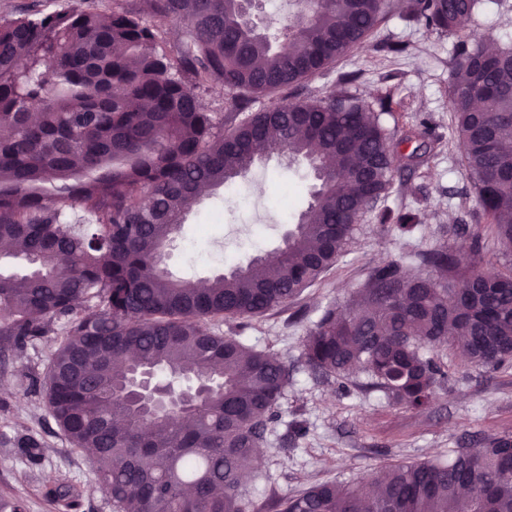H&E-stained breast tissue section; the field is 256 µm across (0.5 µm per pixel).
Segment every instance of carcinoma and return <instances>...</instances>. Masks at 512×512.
<instances>
[{
    "instance_id": "cac0c4a2",
    "label": "carcinoma",
    "mask_w": 512,
    "mask_h": 512,
    "mask_svg": "<svg viewBox=\"0 0 512 512\" xmlns=\"http://www.w3.org/2000/svg\"><path fill=\"white\" fill-rule=\"evenodd\" d=\"M293 2L294 21L263 32L245 0H139L109 13L0 19V241L14 258L47 261L37 274L0 273V340L21 349L60 326L47 407L117 512H254L244 487L289 372L238 331L333 269L400 166L421 163L435 144L426 126L396 138L383 118L387 98L372 105L350 91L356 72L340 74L338 95H288L388 15L387 0ZM483 2L408 0L406 16L457 38L452 125L505 264L463 266L440 246L415 260L446 281L415 275L403 260L378 266L345 309L324 310L304 343L312 372L336 379L357 368L396 406L426 407L445 379L428 345L463 341L477 367L512 360V46L489 53L473 34ZM170 23L180 35L165 47ZM217 84L232 94L227 123L199 94ZM284 152L314 167L317 182L276 260L256 256L196 283L160 269L200 186L229 185ZM379 223L408 231L417 217L385 209ZM230 322L236 329L218 328ZM136 364L176 386H213L157 412L129 393ZM47 496L64 512L79 507L67 485ZM272 508L512 512V437L459 448L446 462L390 465L372 485L318 483Z\"/></svg>"
}]
</instances>
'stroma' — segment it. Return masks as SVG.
I'll return each mask as SVG.
<instances>
[{"instance_id": "obj_1", "label": "stroma", "mask_w": 512, "mask_h": 512, "mask_svg": "<svg viewBox=\"0 0 512 512\" xmlns=\"http://www.w3.org/2000/svg\"><path fill=\"white\" fill-rule=\"evenodd\" d=\"M95 1L111 11L112 0H0V17L82 9ZM473 29L489 46L512 44V0H488ZM383 40L405 42L408 49L378 51L375 44ZM454 45V37L408 20L404 8L394 6L377 35L302 89L308 96L327 95L338 89L340 73H358V93L371 100L388 96L389 125L402 132L427 122L438 144L423 165L398 171L385 200L391 210L419 214L412 233L365 215L335 268L295 302L244 330L249 344L280 356L290 372L279 417L269 427L247 487L257 506L320 482L366 481L390 464L445 459L452 450L480 447L484 438L512 436V367L474 366L458 345L432 349L448 377L423 410L392 405L380 392L365 389L362 373L322 379L302 359L303 340L322 311L351 299L373 267L442 245L466 262L493 263L499 256V246L490 240L480 253L472 251L474 236L485 234L486 227L474 219L476 197L451 127L448 75ZM312 184L304 163L275 154L238 180V196L211 191L170 247V272L205 279L272 254L289 226L287 212L305 209ZM58 341L52 332L20 350L0 343V380L9 384L0 389V495L23 499L25 512H59L45 490L67 483L81 492L80 512H115L97 489L91 463L73 450L46 407L45 373ZM30 438L39 443L33 457L23 447Z\"/></svg>"}]
</instances>
